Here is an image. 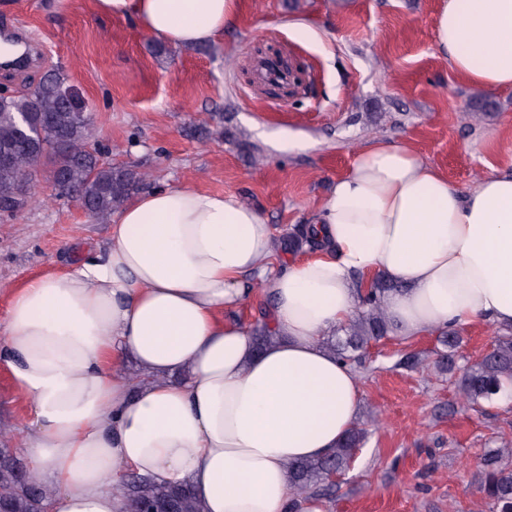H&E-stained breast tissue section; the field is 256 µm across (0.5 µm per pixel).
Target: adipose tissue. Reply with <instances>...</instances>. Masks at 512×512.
I'll return each instance as SVG.
<instances>
[{"instance_id":"adipose-tissue-1","label":"adipose tissue","mask_w":512,"mask_h":512,"mask_svg":"<svg viewBox=\"0 0 512 512\" xmlns=\"http://www.w3.org/2000/svg\"><path fill=\"white\" fill-rule=\"evenodd\" d=\"M182 49L214 41L239 0H95ZM435 41L468 85L512 89V0H439ZM312 257L275 263L271 225L234 194L163 186L109 220L107 248L28 279L0 362L31 418L22 446L52 512H131L128 473L193 486L206 512H285L290 463L358 421V373L326 345L360 309L354 275L412 340L485 320L512 328V169L461 191L410 148L357 151L311 219ZM262 291L273 338L226 321ZM135 372H127L126 362Z\"/></svg>"}]
</instances>
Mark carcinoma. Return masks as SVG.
Listing matches in <instances>:
<instances>
[{
  "instance_id": "obj_1",
  "label": "carcinoma",
  "mask_w": 512,
  "mask_h": 512,
  "mask_svg": "<svg viewBox=\"0 0 512 512\" xmlns=\"http://www.w3.org/2000/svg\"><path fill=\"white\" fill-rule=\"evenodd\" d=\"M92 116L74 89L59 72L47 73L18 95L0 94V203L12 202L17 190L33 180L32 162L38 159L47 176L57 184V196L73 188L81 193L78 204L97 220H105L120 209L129 195L148 184V171L116 167L89 150ZM397 286L383 277L375 278L361 297V309L328 346L344 362L362 364L369 344L392 331L383 309L385 296ZM440 343L448 348L436 362L441 372L457 377L463 405L492 404L503 383L512 382V332L498 336L491 349L473 364L460 367L454 357L461 337L448 329L440 333ZM366 431L355 427L327 455L290 465L288 512H301L310 497L328 499L330 476L343 475L354 454L363 445ZM475 484L490 504L491 512H512V448L487 457L475 476ZM115 491L133 506L164 507L170 512H204V505L188 484L160 485L137 475H129ZM49 491L35 472L0 448V504L5 512H43Z\"/></svg>"
}]
</instances>
